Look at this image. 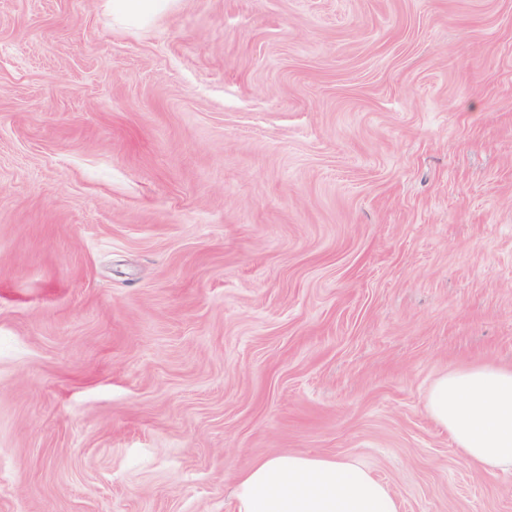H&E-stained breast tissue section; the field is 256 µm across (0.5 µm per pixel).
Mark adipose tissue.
Segmentation results:
<instances>
[{
  "label": "adipose tissue",
  "mask_w": 512,
  "mask_h": 512,
  "mask_svg": "<svg viewBox=\"0 0 512 512\" xmlns=\"http://www.w3.org/2000/svg\"><path fill=\"white\" fill-rule=\"evenodd\" d=\"M426 407L462 459L487 474L512 468V367L471 363L437 376ZM238 512H398L394 495L363 466L300 453L239 474Z\"/></svg>",
  "instance_id": "ef3b65f1"
}]
</instances>
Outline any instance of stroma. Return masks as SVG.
<instances>
[{"mask_svg":"<svg viewBox=\"0 0 512 512\" xmlns=\"http://www.w3.org/2000/svg\"><path fill=\"white\" fill-rule=\"evenodd\" d=\"M512 366V0H0V512H237L353 460L512 512L429 416ZM161 0H113L112 8L126 16H139L140 14L159 8Z\"/></svg>","mask_w":512,"mask_h":512,"instance_id":"1","label":"stroma"}]
</instances>
